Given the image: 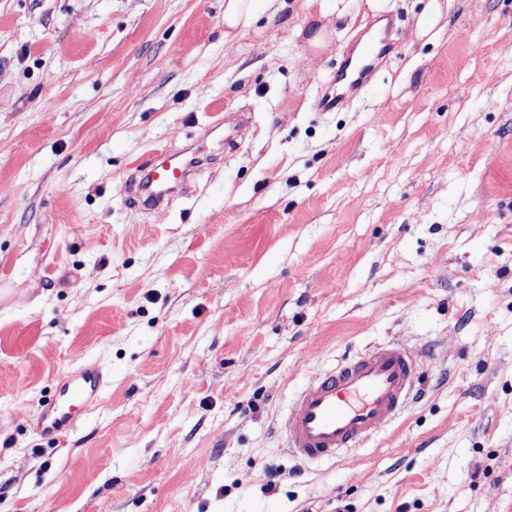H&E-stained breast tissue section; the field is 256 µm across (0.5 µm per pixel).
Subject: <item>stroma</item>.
<instances>
[{"instance_id": "obj_1", "label": "stroma", "mask_w": 512, "mask_h": 512, "mask_svg": "<svg viewBox=\"0 0 512 512\" xmlns=\"http://www.w3.org/2000/svg\"><path fill=\"white\" fill-rule=\"evenodd\" d=\"M304 2L228 41L224 0H0V512H512V0H453L432 43L426 0L378 29ZM240 110L228 153L212 127ZM192 145L190 193L123 191ZM393 341L418 401L290 456L313 368ZM84 361L111 368L97 406L39 437Z\"/></svg>"}]
</instances>
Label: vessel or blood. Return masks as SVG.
I'll use <instances>...</instances> for the list:
<instances>
[{
	"label": "vessel or blood",
	"instance_id": "b4317fda",
	"mask_svg": "<svg viewBox=\"0 0 512 512\" xmlns=\"http://www.w3.org/2000/svg\"><path fill=\"white\" fill-rule=\"evenodd\" d=\"M203 163L201 154L176 158L155 153L141 178L125 181L148 208L162 207L186 188ZM110 374L107 364L86 361L56 379V394L37 420L41 436L58 438L76 426V412L91 408ZM418 382L417 358L406 347L388 344L314 371L288 408L281 430L289 451L306 461L336 458L380 432L409 404Z\"/></svg>",
	"mask_w": 512,
	"mask_h": 512
}]
</instances>
